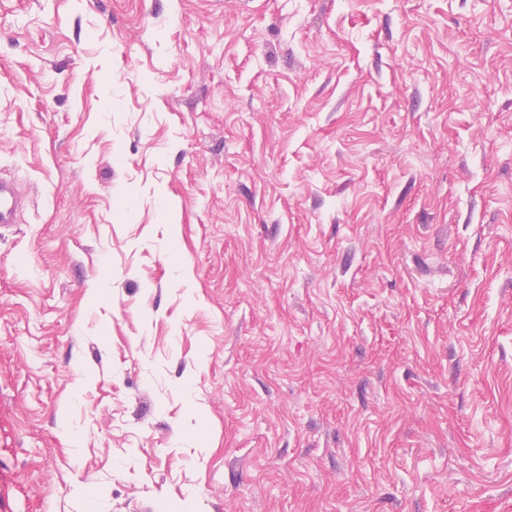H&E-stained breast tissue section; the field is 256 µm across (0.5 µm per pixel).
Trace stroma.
<instances>
[{
  "mask_svg": "<svg viewBox=\"0 0 512 512\" xmlns=\"http://www.w3.org/2000/svg\"><path fill=\"white\" fill-rule=\"evenodd\" d=\"M0 512H512V0H0ZM27 206V197L19 185L12 180L0 178V224L1 227L18 224Z\"/></svg>",
  "mask_w": 512,
  "mask_h": 512,
  "instance_id": "35a3bbf8",
  "label": "stroma"
}]
</instances>
